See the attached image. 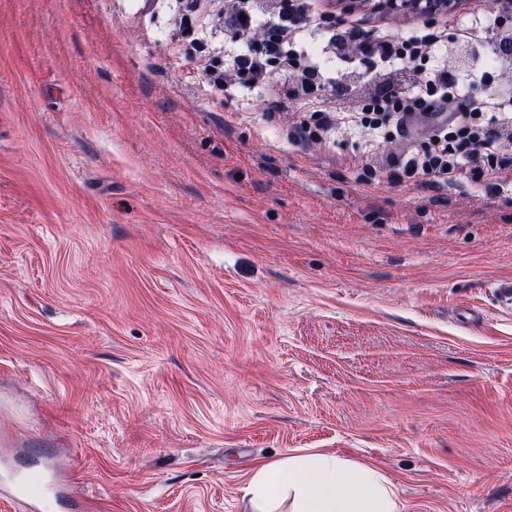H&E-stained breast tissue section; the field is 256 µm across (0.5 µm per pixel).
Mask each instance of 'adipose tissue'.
<instances>
[{"label": "adipose tissue", "mask_w": 512, "mask_h": 512, "mask_svg": "<svg viewBox=\"0 0 512 512\" xmlns=\"http://www.w3.org/2000/svg\"><path fill=\"white\" fill-rule=\"evenodd\" d=\"M255 512H275L293 494L294 512H397L392 485L366 466H349L332 455L311 454L262 463L249 487Z\"/></svg>", "instance_id": "obj_1"}]
</instances>
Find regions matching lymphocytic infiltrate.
Instances as JSON below:
<instances>
[{
	"mask_svg": "<svg viewBox=\"0 0 512 512\" xmlns=\"http://www.w3.org/2000/svg\"><path fill=\"white\" fill-rule=\"evenodd\" d=\"M253 2L228 0L224 11L225 26L244 38L224 70V84L270 85V111H279L282 101L291 100L313 113L314 125L293 126L294 139H318L341 128L364 132L387 126L400 139L407 123L433 113L437 119L425 139L379 164L380 176L438 186L463 177L497 186L512 178V96L493 91L494 72L461 77L450 62L445 32L413 28L397 36L381 30L371 33L357 22L317 9L313 0H276L268 11ZM454 25L464 41L487 38V56L505 61L502 47L512 41V27L501 24L496 9L457 18ZM314 39L324 44L323 59L310 57L305 49ZM330 60L344 63L347 73L369 79L409 67L418 81L412 88L368 97L349 108L328 105L319 94L329 80ZM467 79L489 84L488 93H463Z\"/></svg>",
	"mask_w": 512,
	"mask_h": 512,
	"instance_id": "lymphocytic-infiltrate-1",
	"label": "lymphocytic infiltrate"
}]
</instances>
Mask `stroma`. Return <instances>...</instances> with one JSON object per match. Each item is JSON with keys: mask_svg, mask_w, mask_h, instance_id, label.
Instances as JSON below:
<instances>
[{"mask_svg": "<svg viewBox=\"0 0 512 512\" xmlns=\"http://www.w3.org/2000/svg\"><path fill=\"white\" fill-rule=\"evenodd\" d=\"M225 0H0V474L252 512L304 448L399 512H512V184L368 183L223 92Z\"/></svg>", "mask_w": 512, "mask_h": 512, "instance_id": "obj_1", "label": "stroma"}]
</instances>
